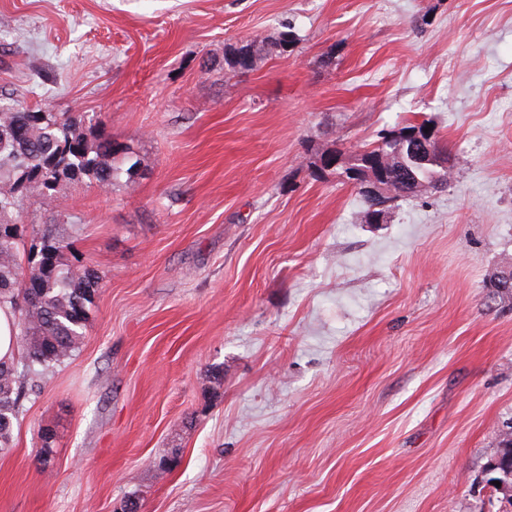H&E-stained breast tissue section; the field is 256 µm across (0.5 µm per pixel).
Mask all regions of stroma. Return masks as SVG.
<instances>
[{
	"label": "stroma",
	"mask_w": 512,
	"mask_h": 512,
	"mask_svg": "<svg viewBox=\"0 0 512 512\" xmlns=\"http://www.w3.org/2000/svg\"><path fill=\"white\" fill-rule=\"evenodd\" d=\"M1 95L91 116L143 173L22 195L24 245L70 225L103 282L0 451V512H506L512 0H0ZM424 120L451 182L363 223L322 158ZM293 38L292 31L289 30L281 32L275 41L253 38L229 45L224 51L226 70L233 73L253 71L273 54L287 51Z\"/></svg>",
	"instance_id": "obj_1"
}]
</instances>
